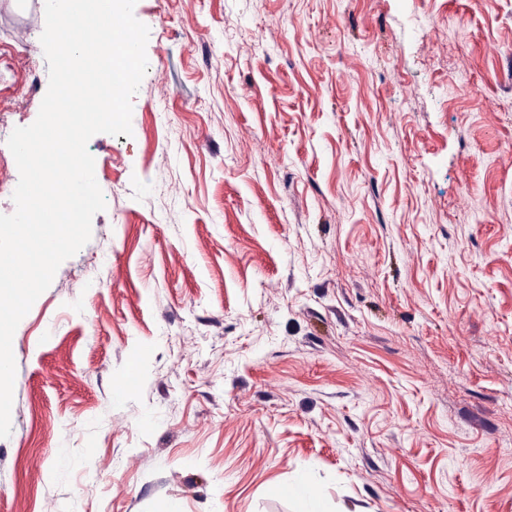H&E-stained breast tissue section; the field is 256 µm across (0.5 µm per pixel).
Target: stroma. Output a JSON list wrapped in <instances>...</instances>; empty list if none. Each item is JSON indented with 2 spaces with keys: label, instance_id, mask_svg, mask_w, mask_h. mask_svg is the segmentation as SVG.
<instances>
[{
  "label": "stroma",
  "instance_id": "stroma-1",
  "mask_svg": "<svg viewBox=\"0 0 512 512\" xmlns=\"http://www.w3.org/2000/svg\"><path fill=\"white\" fill-rule=\"evenodd\" d=\"M106 208L20 321L0 512H512V0H137ZM43 9L0 0V57ZM49 73L0 65L14 126Z\"/></svg>",
  "mask_w": 512,
  "mask_h": 512
}]
</instances>
